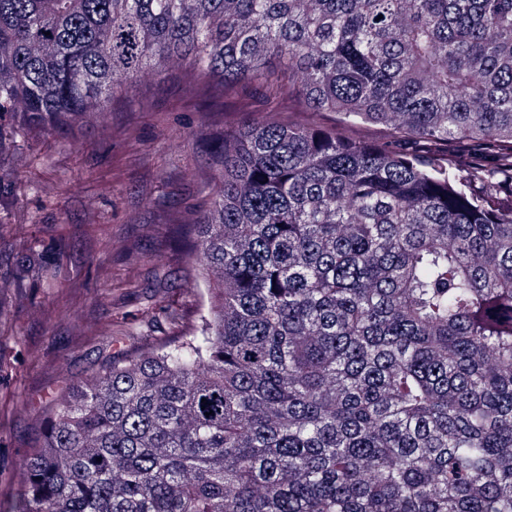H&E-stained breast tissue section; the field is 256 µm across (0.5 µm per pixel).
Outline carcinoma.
<instances>
[{"mask_svg": "<svg viewBox=\"0 0 512 512\" xmlns=\"http://www.w3.org/2000/svg\"><path fill=\"white\" fill-rule=\"evenodd\" d=\"M151 63L338 124L212 139L176 245L219 299L45 398L22 512H512V0H0V203L19 134L105 120Z\"/></svg>", "mask_w": 512, "mask_h": 512, "instance_id": "carcinoma-1", "label": "carcinoma"}]
</instances>
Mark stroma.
Returning <instances> with one entry per match:
<instances>
[{
  "mask_svg": "<svg viewBox=\"0 0 512 512\" xmlns=\"http://www.w3.org/2000/svg\"><path fill=\"white\" fill-rule=\"evenodd\" d=\"M107 122L18 137L21 162L0 222V277L22 243L55 237V274L24 310L0 303V512H20L24 489L5 472L40 437L45 397L90 373L99 355L185 336L214 292L176 254L171 227L216 188L205 139L237 113L202 109L180 70L138 81ZM111 325V335L101 333Z\"/></svg>",
  "mask_w": 512,
  "mask_h": 512,
  "instance_id": "1",
  "label": "stroma"
}]
</instances>
